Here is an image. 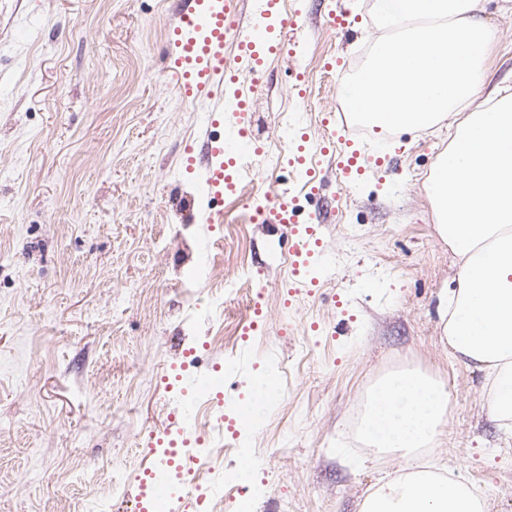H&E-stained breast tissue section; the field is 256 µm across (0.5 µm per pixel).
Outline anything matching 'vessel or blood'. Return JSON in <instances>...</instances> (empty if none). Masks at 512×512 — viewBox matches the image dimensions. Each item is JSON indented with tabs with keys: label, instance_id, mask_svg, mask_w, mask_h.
<instances>
[{
	"label": "vessel or blood",
	"instance_id": "vessel-or-blood-1",
	"mask_svg": "<svg viewBox=\"0 0 512 512\" xmlns=\"http://www.w3.org/2000/svg\"><path fill=\"white\" fill-rule=\"evenodd\" d=\"M277 0H266L259 19L238 15L236 0H186L179 13L178 23L168 32L169 50L165 58V69L173 81L176 92L190 100L205 104L210 113H227L224 136L208 139L205 144L206 162L201 173L211 196L224 193L225 184L231 183L232 167L244 166L246 161H254L261 150L247 134L250 117L247 99L250 90L237 86V74L246 71L262 74L263 53L288 54V42L282 33L296 29L302 23L300 17L277 13ZM234 43L238 54L234 60L224 55L226 43ZM235 84V106L224 102L225 84ZM338 139L348 148L340 156L336 168L343 181H350L354 175L374 171L381 167L382 156L362 158L354 150L353 134L347 123L336 126ZM265 202L257 206L255 213L261 222L281 225L288 236L290 247L288 258L296 274L294 284L304 287L305 281L300 272L313 255L312 240L314 227H298L293 222V212L289 208V191L286 183H272L264 192ZM170 429L159 432L156 442L163 446V456L168 471L181 475L196 467L198 458L188 449L191 433H184V447H176L170 442ZM139 493L159 502L167 498V480L153 470H146L139 484Z\"/></svg>",
	"mask_w": 512,
	"mask_h": 512
}]
</instances>
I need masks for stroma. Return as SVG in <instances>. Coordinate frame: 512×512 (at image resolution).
I'll list each match as a JSON object with an SVG mask.
<instances>
[{
  "instance_id": "1",
  "label": "stroma",
  "mask_w": 512,
  "mask_h": 512,
  "mask_svg": "<svg viewBox=\"0 0 512 512\" xmlns=\"http://www.w3.org/2000/svg\"><path fill=\"white\" fill-rule=\"evenodd\" d=\"M375 0H288L303 17L291 56L268 57L251 94V130L269 154L238 192L215 203L223 223H199L208 194L186 170L206 112L182 100L162 51L180 0H0V512H130L114 480L134 487L152 465L154 432L182 414L186 349L205 347L224 373V414L237 417L254 383L280 376L263 432L239 431L213 466L224 475L218 512H237L239 465L259 493L253 512H359L403 458L361 460L348 439L358 401L389 370H420L450 395L436 466L479 494L484 512H512V426L488 414L486 375L449 346L440 306L458 258L429 195L454 129L442 120L394 137L371 132L363 155H390L376 174L340 185L316 155L320 204L305 168L275 170L285 128L309 148L331 133L337 84L383 31ZM345 30L327 27L335 6ZM493 37L482 81L512 87V0H479ZM342 58L337 73L327 58ZM286 176L300 223L314 225L326 263L315 287L288 292V240L253 224L261 186ZM223 241L209 280L197 254ZM264 322L249 338L247 299Z\"/></svg>"
}]
</instances>
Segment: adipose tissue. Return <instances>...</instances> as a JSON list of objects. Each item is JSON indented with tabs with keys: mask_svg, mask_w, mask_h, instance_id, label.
<instances>
[{
	"mask_svg": "<svg viewBox=\"0 0 512 512\" xmlns=\"http://www.w3.org/2000/svg\"><path fill=\"white\" fill-rule=\"evenodd\" d=\"M463 162L437 168L431 192L438 228L460 258L453 309L442 310L456 353L486 370L497 418L512 416V90L458 123ZM448 407L446 388L417 371L377 386L365 437L378 451L411 458L435 446ZM361 512H483L480 496L428 472L380 484Z\"/></svg>",
	"mask_w": 512,
	"mask_h": 512,
	"instance_id": "1",
	"label": "adipose tissue"
}]
</instances>
